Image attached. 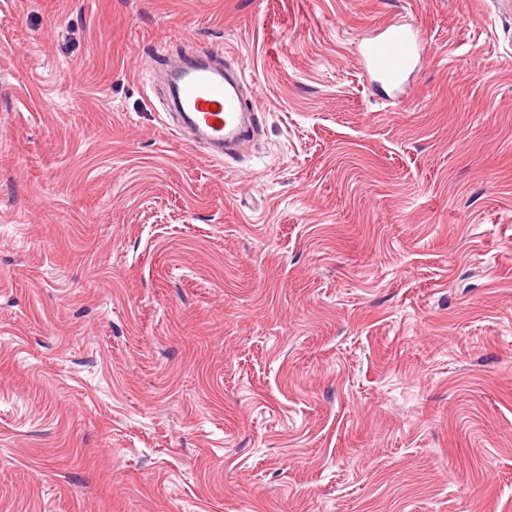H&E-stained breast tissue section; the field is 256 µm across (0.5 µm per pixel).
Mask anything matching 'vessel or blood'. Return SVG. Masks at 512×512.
<instances>
[{"instance_id": "b4317fda", "label": "vessel or blood", "mask_w": 512, "mask_h": 512, "mask_svg": "<svg viewBox=\"0 0 512 512\" xmlns=\"http://www.w3.org/2000/svg\"><path fill=\"white\" fill-rule=\"evenodd\" d=\"M422 53V40L405 23L394 20L370 38L361 61L376 82L399 86ZM178 78L165 101L175 114L177 130H190L197 143L221 159L236 144L249 140L251 129L242 117L247 107L240 68L224 64L219 52L192 62H178Z\"/></svg>"}]
</instances>
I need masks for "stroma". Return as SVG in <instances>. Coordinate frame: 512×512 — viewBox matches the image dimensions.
Returning a JSON list of instances; mask_svg holds the SVG:
<instances>
[{
  "label": "stroma",
  "mask_w": 512,
  "mask_h": 512,
  "mask_svg": "<svg viewBox=\"0 0 512 512\" xmlns=\"http://www.w3.org/2000/svg\"><path fill=\"white\" fill-rule=\"evenodd\" d=\"M0 512H512V0H0ZM421 53L422 40L418 33L402 21L392 20L363 45L360 56L375 82L401 86ZM222 58L218 51L195 62L178 58L172 64L179 70L177 82L165 100V111L176 116V130L185 135L184 128H189L196 137L193 141L218 159L229 156L227 152L237 143L249 140L252 127L242 121L243 112H260L254 100L251 107L244 103L240 66L225 62L224 67ZM212 104L217 108L212 109Z\"/></svg>",
  "instance_id": "stroma-1"
}]
</instances>
